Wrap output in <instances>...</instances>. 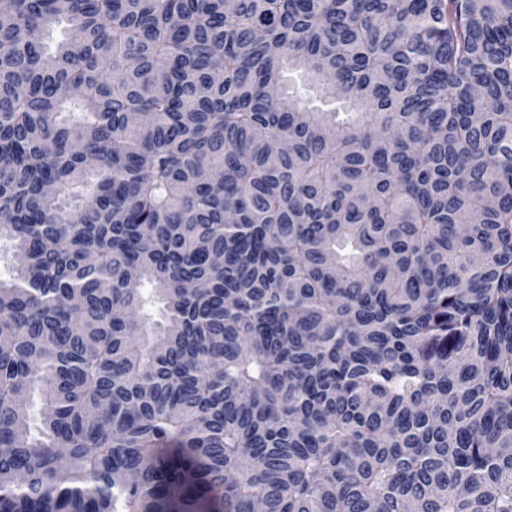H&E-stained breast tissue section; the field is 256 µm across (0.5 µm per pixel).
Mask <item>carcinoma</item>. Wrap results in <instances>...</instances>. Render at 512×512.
I'll return each mask as SVG.
<instances>
[{"label": "carcinoma", "instance_id": "1", "mask_svg": "<svg viewBox=\"0 0 512 512\" xmlns=\"http://www.w3.org/2000/svg\"><path fill=\"white\" fill-rule=\"evenodd\" d=\"M0 240V512H512V0H0Z\"/></svg>", "mask_w": 512, "mask_h": 512}]
</instances>
